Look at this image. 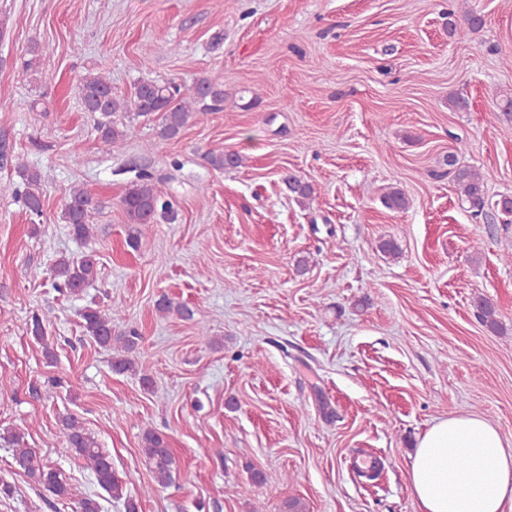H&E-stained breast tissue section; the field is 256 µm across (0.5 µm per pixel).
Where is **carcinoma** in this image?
Returning <instances> with one entry per match:
<instances>
[{"mask_svg":"<svg viewBox=\"0 0 512 512\" xmlns=\"http://www.w3.org/2000/svg\"><path fill=\"white\" fill-rule=\"evenodd\" d=\"M480 27L478 18L467 19V27L457 28V24L448 21V34L453 37H467ZM77 94L84 110L98 115L96 131L104 149L112 151L125 141L129 127L118 126L115 114L126 112L134 116L156 115L159 117L158 136L172 140L178 138L191 117L199 112H221L224 110V85L210 77L195 79L193 86L185 88L173 80L145 79L134 87L129 98H118L112 94V80L102 72H88L77 85ZM208 163L218 169L228 166L237 167L242 158L237 154L206 155ZM449 170L461 197L476 213L485 209L488 200L483 178L479 172L461 166L457 156L448 155ZM20 178L17 183L0 184V194H10L22 202L30 220L43 216L44 195L42 175L28 167L24 162L16 164ZM288 189L303 200L313 198V187L295 176L285 178ZM121 204L128 223L153 224L158 221L173 223L178 218L174 202L161 194L154 184L153 175L143 172L138 181L131 184L122 196ZM383 204L391 210H404L408 204L405 194L393 189L383 195ZM101 209V202L80 186L73 187L61 211V220L68 224L72 236L86 241L93 236L95 216ZM54 288L62 295L76 296L96 281L98 277V259L93 252L77 256L62 255L53 263ZM156 310L161 314L177 313L184 319L193 318V311L174 304L163 297L158 300ZM123 310L115 307L100 309L87 307L81 314V326L86 335L92 337L102 347H115L121 353L112 358V370L117 374L138 372L133 356L140 339L135 330L117 331L114 322L121 319ZM63 441L73 453L79 466L90 471L99 487L115 499H125L126 512H138L137 502L125 495V485L112 469L110 454L99 446L97 440L86 431L82 423L73 416L61 419ZM12 445L13 464L18 472L38 484L58 499L74 502L76 512H100L99 501L83 495L53 467L35 449L26 445L24 436L13 432L5 437ZM142 453L152 472L155 482L167 486L173 481L175 460L165 435L148 430L142 438Z\"/></svg>","mask_w":512,"mask_h":512,"instance_id":"1","label":"carcinoma"}]
</instances>
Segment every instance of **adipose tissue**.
Here are the masks:
<instances>
[{
  "label": "adipose tissue",
  "instance_id": "ef3b65f1",
  "mask_svg": "<svg viewBox=\"0 0 512 512\" xmlns=\"http://www.w3.org/2000/svg\"><path fill=\"white\" fill-rule=\"evenodd\" d=\"M409 483L417 512H512V441L476 415L441 419L420 437Z\"/></svg>",
  "mask_w": 512,
  "mask_h": 512
}]
</instances>
